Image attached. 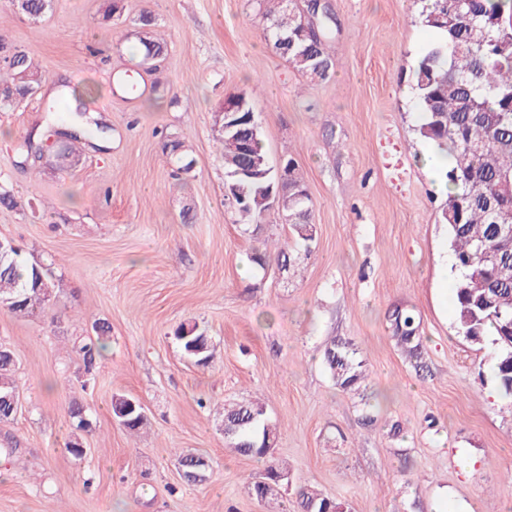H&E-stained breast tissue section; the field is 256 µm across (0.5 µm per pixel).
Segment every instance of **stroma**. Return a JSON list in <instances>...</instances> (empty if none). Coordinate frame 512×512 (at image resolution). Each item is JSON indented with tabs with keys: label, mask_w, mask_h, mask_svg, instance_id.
I'll list each match as a JSON object with an SVG mask.
<instances>
[{
	"label": "stroma",
	"mask_w": 512,
	"mask_h": 512,
	"mask_svg": "<svg viewBox=\"0 0 512 512\" xmlns=\"http://www.w3.org/2000/svg\"><path fill=\"white\" fill-rule=\"evenodd\" d=\"M328 3L336 71L317 83L269 47L260 0H124L117 25L103 18L108 0H52L37 21L0 0V36L44 75L0 111V187L16 200L0 204V238L57 282L43 312L0 309L22 403L0 422V512H298L306 485L345 512H512V401L494 387L489 348L455 332L446 199L418 161L430 144L411 84L433 33L420 0ZM143 14L167 41L152 71L138 66ZM126 73L135 94L116 85ZM63 84L109 128L80 140L83 161L67 171L52 154L17 152L29 134L68 125ZM245 92L268 158L294 159L309 188L314 240L293 275L242 270L289 236L282 214L246 225L224 198L217 113ZM396 308L419 324L428 376L391 337ZM99 322L110 338L88 369L79 348ZM182 325L209 336L206 365L183 354ZM333 337L366 358L364 396L330 378ZM120 394L144 404L143 434L113 418ZM75 400L91 421L82 433ZM244 400L265 406L278 429L271 459L288 466L266 502L249 487L268 461L224 440L220 410ZM73 438L84 456L68 452ZM182 453L208 461L205 482L183 480Z\"/></svg>",
	"instance_id": "obj_1"
}]
</instances>
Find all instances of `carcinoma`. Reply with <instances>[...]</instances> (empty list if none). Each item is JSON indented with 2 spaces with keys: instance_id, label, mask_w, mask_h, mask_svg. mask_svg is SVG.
I'll return each mask as SVG.
<instances>
[{
  "instance_id": "cac0c4a2",
  "label": "carcinoma",
  "mask_w": 512,
  "mask_h": 512,
  "mask_svg": "<svg viewBox=\"0 0 512 512\" xmlns=\"http://www.w3.org/2000/svg\"><path fill=\"white\" fill-rule=\"evenodd\" d=\"M261 18L270 45L278 36L296 39L284 59L312 81L333 78L334 62L328 44L333 37L331 18L320 12L315 37L297 39L308 23L306 3L287 9L283 0H261ZM17 11L34 19L44 17L51 0H14ZM421 23L438 33L419 57L412 89L420 113L419 136L448 151L447 202L440 220L448 225L454 253L456 332L474 344H490L492 376L497 390L512 399V246L497 239L496 225L512 224V198L501 185L512 182V0H424ZM146 29L140 38L142 62L162 57L167 49L154 31L152 18H140ZM42 80L23 51L11 62L0 63V110L12 108L30 95ZM81 125L79 135L102 137L107 126L87 118L77 109L71 116ZM226 178L243 167V151L231 144V133L219 134ZM245 224L263 222L267 216L245 203H236ZM496 254L484 262L478 247ZM55 283L40 263L21 259L19 248L3 241L0 249V308L29 315L51 300ZM392 338L415 371L427 368L423 340L413 315L396 308L388 315ZM96 341L79 348L85 370L91 371L95 353L105 347L110 327H95ZM174 335L183 351L204 365L209 359V338L193 327H178ZM324 362L337 388L357 393L367 377V364L350 341L332 339L324 347ZM13 353L0 347V422L13 419V397L19 394ZM224 439L227 447L244 456L265 458L276 437L263 404L256 401L224 404ZM131 434L146 425L139 413L117 417ZM302 512H332L340 503L301 487L297 491Z\"/></svg>"
}]
</instances>
